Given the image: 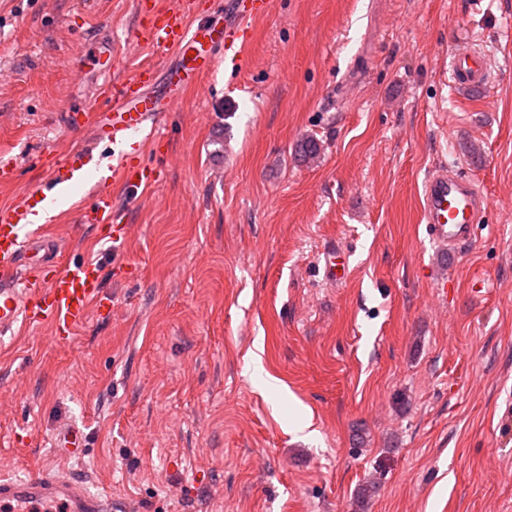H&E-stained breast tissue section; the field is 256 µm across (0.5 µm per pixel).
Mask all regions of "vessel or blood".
<instances>
[{
	"label": "vessel or blood",
	"mask_w": 512,
	"mask_h": 512,
	"mask_svg": "<svg viewBox=\"0 0 512 512\" xmlns=\"http://www.w3.org/2000/svg\"><path fill=\"white\" fill-rule=\"evenodd\" d=\"M273 0H179L169 11L156 9L153 0H141L137 39L163 51L181 52L190 47V64H181L159 75L157 66H140L134 76L112 75V41L99 39L81 46L68 57L67 65L83 72L86 58L97 67L92 110H79L75 131L90 142L71 156H53L48 171L54 182L73 178L92 159V145L112 151V183L129 200H136L159 177L160 159L151 147L161 142L162 123L178 111L185 94L198 88L202 79L225 61L235 42L247 38L250 21L268 14ZM452 75L457 84L486 87L489 70L485 59L473 51L456 52ZM111 185H97L80 212L84 224H108L107 240L113 251L123 250L129 236L127 224L118 222ZM40 201L28 193L14 205L0 209V338L13 334L18 324L51 323L57 340L66 341L86 323L91 310L109 306L103 289L101 264L82 260L67 262L53 236L32 230V215ZM488 208L475 185L439 168L422 183L421 221L432 240L447 247L450 255L468 251L475 227ZM51 445L70 458L85 451V432L72 422L60 423ZM134 512L132 504L106 491L91 490L86 477L70 471H36L23 478L0 475V512Z\"/></svg>",
	"instance_id": "1"
}]
</instances>
